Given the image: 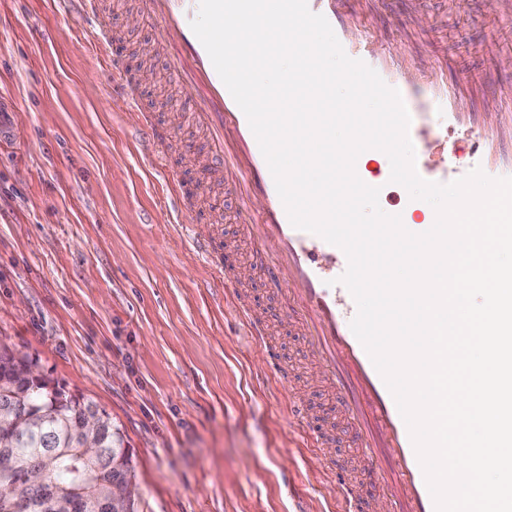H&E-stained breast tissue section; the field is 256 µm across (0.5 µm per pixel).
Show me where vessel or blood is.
<instances>
[{
	"label": "vessel or blood",
	"mask_w": 512,
	"mask_h": 512,
	"mask_svg": "<svg viewBox=\"0 0 512 512\" xmlns=\"http://www.w3.org/2000/svg\"><path fill=\"white\" fill-rule=\"evenodd\" d=\"M82 14L94 33V49L107 68L109 99H120L131 112L133 135L151 167L167 171L169 193L166 206L180 218L193 194L177 175L168 171L164 145L151 114L140 111L128 75L121 45L110 32L97 0H67ZM311 12L326 17L345 53L374 69L382 80L399 91L410 114V138L423 131L465 128L471 137L466 158L453 154L427 166L417 164L425 180L448 183L473 168L489 177H512V152L497 153L496 144L512 132V119L497 116L492 123L462 120L456 98L457 84L444 81L440 72L417 71L404 57L384 45V33L357 17L354 0H307ZM143 17L157 31L162 44L175 58L177 82L198 97L203 109L194 119L207 134L210 172L239 202V217L247 226L255 269L263 287L281 294L283 305L300 323L305 335L325 365V374L341 396L355 437L356 449L366 463L370 489L382 491L393 503L394 512H435V505L412 444L408 428L395 400L374 367L350 324L357 314L356 302L339 279L348 265L340 258L335 266L323 268L318 254H336L337 248L320 236L292 226L267 162L248 120L216 72L190 22L199 11V0H141ZM397 213L413 233L428 231L436 214L426 211L423 200L403 197ZM197 257L214 270L211 282L217 298L232 301L238 324L262 350L266 365L280 386H287L292 372L276 346L267 339V328L252 306L243 300L231 271L233 262L222 255L216 240L191 237ZM289 269L290 281L281 278ZM288 416L292 427L314 447H330L321 435L312 410L303 398L290 400ZM333 483L346 486L341 512H369L370 501L348 484L344 473L331 471Z\"/></svg>",
	"instance_id": "1"
}]
</instances>
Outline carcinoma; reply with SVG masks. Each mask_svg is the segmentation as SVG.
I'll return each mask as SVG.
<instances>
[{"label":"carcinoma","instance_id":"carcinoma-1","mask_svg":"<svg viewBox=\"0 0 512 512\" xmlns=\"http://www.w3.org/2000/svg\"><path fill=\"white\" fill-rule=\"evenodd\" d=\"M16 360L10 349L0 346V453L5 454L12 475L20 467L33 466L56 490L84 498L83 512H97L96 499L101 484L110 476L112 452L124 445L122 434L112 431V420L105 418L101 430L102 453L81 463L88 478L76 483L75 463L80 458L84 432L70 409L56 406L62 389L45 382L16 376ZM15 404L29 408V427L22 429L6 410Z\"/></svg>","mask_w":512,"mask_h":512}]
</instances>
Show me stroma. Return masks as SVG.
Here are the masks:
<instances>
[{"label": "stroma", "instance_id": "35a3bbf8", "mask_svg": "<svg viewBox=\"0 0 512 512\" xmlns=\"http://www.w3.org/2000/svg\"><path fill=\"white\" fill-rule=\"evenodd\" d=\"M136 76L140 105L173 144L186 185V147L203 133L149 22L128 26L140 0H99ZM420 24L419 68L448 58L471 80L512 40L471 0L465 36ZM91 32L60 0H0V344L105 410L132 452L139 512H337L336 489L290 432L286 389L263 379V357L226 303L189 233L214 236L271 325L312 406L335 439L331 456L360 480L337 396L306 340L249 266L237 202L211 183L196 209L170 221L165 183L139 152L126 108L106 104Z\"/></svg>", "mask_w": 512, "mask_h": 512}]
</instances>
